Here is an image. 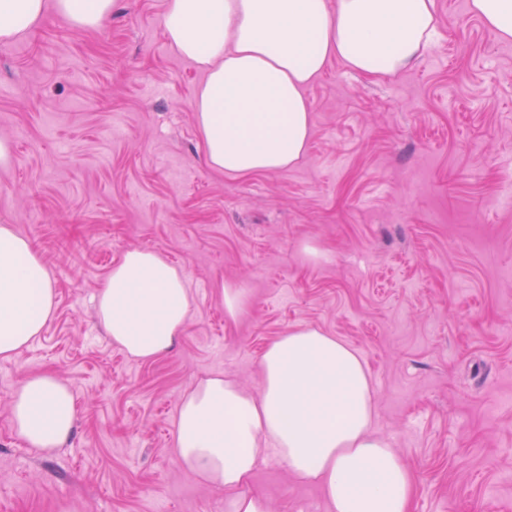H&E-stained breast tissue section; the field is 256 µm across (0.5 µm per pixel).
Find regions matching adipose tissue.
Returning a JSON list of instances; mask_svg holds the SVG:
<instances>
[{
	"mask_svg": "<svg viewBox=\"0 0 512 512\" xmlns=\"http://www.w3.org/2000/svg\"><path fill=\"white\" fill-rule=\"evenodd\" d=\"M115 0H0V41L55 11L78 29L99 26ZM499 40H512V0H471ZM162 33L206 78L195 120L211 168L230 175L288 169L312 134L307 87L335 60L389 76L413 65L439 35L435 0H167ZM56 293L31 242L0 225V359L19 354L53 318ZM113 344L150 360L174 344L188 313L186 277L146 249L127 250L96 297ZM262 390L201 380L174 423L179 466L231 497V512H267L247 488L267 458L320 487L329 512H410L415 476L374 431V389L361 356L322 330L302 327L271 342ZM16 436L46 452L62 447L75 401L58 377L38 375L14 392Z\"/></svg>",
	"mask_w": 512,
	"mask_h": 512,
	"instance_id": "ef3b65f1",
	"label": "adipose tissue"
}]
</instances>
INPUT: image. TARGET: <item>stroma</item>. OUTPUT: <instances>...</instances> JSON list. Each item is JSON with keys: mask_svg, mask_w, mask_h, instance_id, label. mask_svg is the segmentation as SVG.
Masks as SVG:
<instances>
[{"mask_svg": "<svg viewBox=\"0 0 512 512\" xmlns=\"http://www.w3.org/2000/svg\"><path fill=\"white\" fill-rule=\"evenodd\" d=\"M166 0H117L95 29L56 14L0 42V224L29 238L55 316L0 360V512H226L172 450L207 377L261 386L267 343L310 326L363 357L376 430L416 478L411 512H512V41L469 0H436L440 38L371 78L332 61L310 84L312 135L288 169H211L193 95L204 74L162 34ZM330 254L313 260L306 245ZM130 248L178 266L190 311L155 360L113 345L94 297ZM249 303L224 319V286ZM58 376L76 426L47 453L13 433L28 377ZM269 512H327L275 460Z\"/></svg>", "mask_w": 512, "mask_h": 512, "instance_id": "stroma-1", "label": "stroma"}]
</instances>
